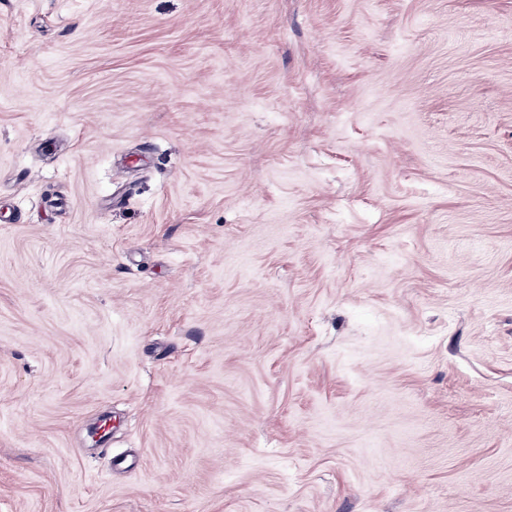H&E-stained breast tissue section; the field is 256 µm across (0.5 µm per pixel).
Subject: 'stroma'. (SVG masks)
I'll use <instances>...</instances> for the list:
<instances>
[{"mask_svg": "<svg viewBox=\"0 0 512 512\" xmlns=\"http://www.w3.org/2000/svg\"><path fill=\"white\" fill-rule=\"evenodd\" d=\"M0 512H512V0H0Z\"/></svg>", "mask_w": 512, "mask_h": 512, "instance_id": "stroma-1", "label": "stroma"}]
</instances>
